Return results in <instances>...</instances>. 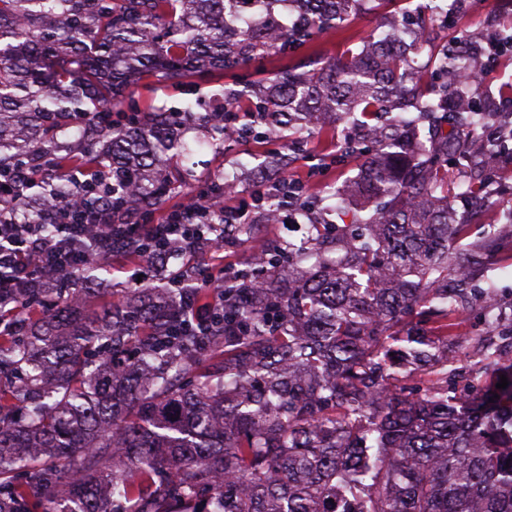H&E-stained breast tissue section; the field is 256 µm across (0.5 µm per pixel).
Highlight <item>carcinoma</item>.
I'll list each match as a JSON object with an SVG mask.
<instances>
[{
    "mask_svg": "<svg viewBox=\"0 0 512 512\" xmlns=\"http://www.w3.org/2000/svg\"><path fill=\"white\" fill-rule=\"evenodd\" d=\"M280 0H0V175L22 224H50L45 198L76 193L55 163L95 160L114 174L94 208L120 231L140 209L178 191L173 160L188 158L172 113L151 106L112 125L134 80L221 79L270 55L308 48L344 28L355 0H288L290 26L233 20ZM398 24L380 41L310 69L285 65L266 82L224 92L223 119L186 103L183 123L210 125L211 145L243 138L289 148L333 125L360 176L348 200L367 220L313 223L300 242H271L224 281L210 333L181 313L180 288H130L93 312L59 295L52 314L21 307L23 327L0 335V512H512V363L484 355L458 385L448 332L472 302L498 325L492 286L470 285L491 246L458 245L448 166L469 170L459 193L475 215L490 175L512 156L490 133L497 97L475 98L481 43L458 56L435 48L412 69ZM416 112L428 138H412ZM75 128L83 147L64 139ZM39 186L36 196L30 188ZM256 223L224 225L251 238ZM508 385L496 388L500 376ZM112 466H107V462Z\"/></svg>",
    "mask_w": 512,
    "mask_h": 512,
    "instance_id": "cac0c4a2",
    "label": "carcinoma"
}]
</instances>
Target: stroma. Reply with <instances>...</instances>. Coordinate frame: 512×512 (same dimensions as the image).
<instances>
[{
  "label": "stroma",
  "instance_id": "1",
  "mask_svg": "<svg viewBox=\"0 0 512 512\" xmlns=\"http://www.w3.org/2000/svg\"><path fill=\"white\" fill-rule=\"evenodd\" d=\"M388 18L378 9L375 0H360L354 18L339 34H319L310 50L298 51L295 63L307 61L309 54L330 59L346 49H360L363 41L380 39L387 29ZM512 23V8L506 0H466L465 8L449 21H436L435 26L442 43L459 48L461 42L473 40L484 45L488 53L496 51ZM222 90L221 82L209 84L191 80L187 90L173 89L165 84L144 81L135 86L133 102L146 107L166 105L172 110L180 109L188 97L202 99L212 104ZM336 140L331 132H324L310 138L303 147V153L290 162L282 176L290 182L301 183L304 192L315 194L314 208L303 220L306 222L340 223L338 214L346 200L342 194L343 184L358 172L356 158L338 159ZM261 143L252 140H236L224 152L203 147L184 164L185 169L198 176H221L234 185V190L224 198L225 205L240 207L253 206L254 192L261 182L256 153L262 152ZM287 215L285 223L264 224L248 242L227 241L219 253L224 258L225 271L240 268L249 256L267 243L276 240H295L299 234L294 225L302 220ZM477 232L497 231L499 243L496 251L487 260L482 274L495 287V297L503 313H512V168L502 167L499 181L490 195L487 210L476 221ZM144 277L155 276L156 271L146 263L132 264L122 258L103 264L98 270L97 288L114 295H121L128 288V279L134 272ZM455 341L448 344V357L454 362L460 376H468L481 364L480 348L496 347L501 359L512 361V344L503 341V328H492L485 322L479 310H471L459 316L454 328Z\"/></svg>",
  "mask_w": 512,
  "mask_h": 512
}]
</instances>
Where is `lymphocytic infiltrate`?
<instances>
[{
    "label": "lymphocytic infiltrate",
    "instance_id": "f902f5d3",
    "mask_svg": "<svg viewBox=\"0 0 512 512\" xmlns=\"http://www.w3.org/2000/svg\"><path fill=\"white\" fill-rule=\"evenodd\" d=\"M11 195L0 191V307L17 302L21 289L52 276L75 278L88 256L105 258L112 254V227L99 213H91L85 223H75L79 207L57 204L53 209L55 234L40 224L17 223L11 209ZM235 207H212L208 195L197 193L194 203L152 216L148 223L129 227L132 244L142 249L144 242L162 241L171 255L181 258L195 253L208 238L203 220L236 224L245 219Z\"/></svg>",
    "mask_w": 512,
    "mask_h": 512
}]
</instances>
